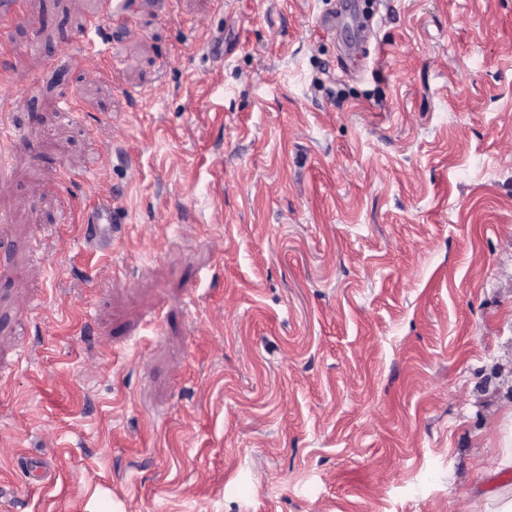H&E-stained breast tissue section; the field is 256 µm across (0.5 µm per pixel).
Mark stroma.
<instances>
[{"mask_svg": "<svg viewBox=\"0 0 512 512\" xmlns=\"http://www.w3.org/2000/svg\"><path fill=\"white\" fill-rule=\"evenodd\" d=\"M26 0L0 86V512H458L512 486V0ZM85 172L66 185L60 172ZM111 200L121 234L73 216ZM143 2L137 0H103L102 10L99 15L91 17L83 29V61L84 69L92 77L112 78V74L118 68L113 63L107 70L100 69L96 64L99 52L95 50L96 41L101 38L104 30V22L112 19V22L127 25Z\"/></svg>", "mask_w": 512, "mask_h": 512, "instance_id": "obj_1", "label": "stroma"}]
</instances>
